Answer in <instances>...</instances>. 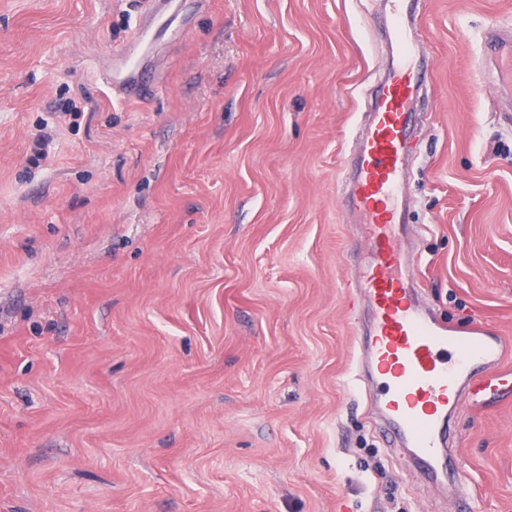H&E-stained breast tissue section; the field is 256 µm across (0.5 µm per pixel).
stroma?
<instances>
[{"label":"stroma","mask_w":512,"mask_h":512,"mask_svg":"<svg viewBox=\"0 0 512 512\" xmlns=\"http://www.w3.org/2000/svg\"><path fill=\"white\" fill-rule=\"evenodd\" d=\"M383 0H0V512H455L356 381L342 201L390 65ZM512 0H420L406 180L424 301L512 341V95L478 73ZM474 512H512V401L463 398ZM155 8L133 30L128 51L113 62L105 80L121 100L141 98L150 87L145 82L146 57L158 43L185 32L179 0H155Z\"/></svg>","instance_id":"35a3bbf8"}]
</instances>
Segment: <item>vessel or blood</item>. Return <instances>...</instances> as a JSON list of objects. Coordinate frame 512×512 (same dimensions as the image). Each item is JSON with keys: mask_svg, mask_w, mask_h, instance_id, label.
<instances>
[{"mask_svg": "<svg viewBox=\"0 0 512 512\" xmlns=\"http://www.w3.org/2000/svg\"><path fill=\"white\" fill-rule=\"evenodd\" d=\"M387 37L395 45L391 66L377 89L351 165L345 204L359 213L371 250L357 283L362 329L355 336L358 366L378 379V400L388 435L412 448L434 482L443 481L441 460L454 443L445 426L448 410L463 395L483 392L492 374L503 373L507 341L473 326L463 336L420 301L408 281L416 254L402 244L406 222L405 178L415 106L428 66L417 51L410 25L414 0H387ZM155 8L133 30L128 51L113 62L106 83L126 100L145 96V64L158 43L182 35L185 24L177 0H155ZM498 86L512 87V39L492 47ZM458 512H470L473 487L466 472L447 481Z\"/></svg>", "mask_w": 512, "mask_h": 512, "instance_id": "vessel-or-blood-1", "label": "vessel or blood"}]
</instances>
